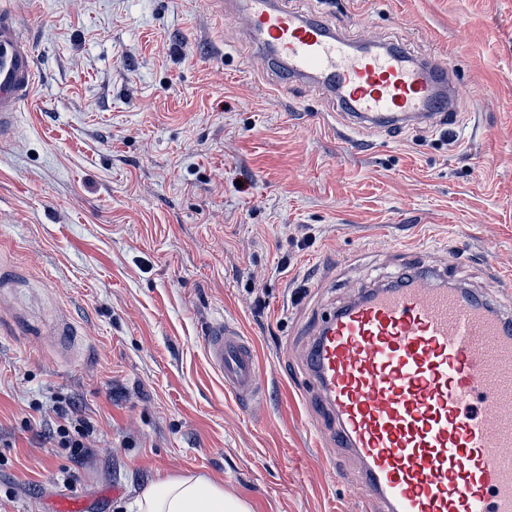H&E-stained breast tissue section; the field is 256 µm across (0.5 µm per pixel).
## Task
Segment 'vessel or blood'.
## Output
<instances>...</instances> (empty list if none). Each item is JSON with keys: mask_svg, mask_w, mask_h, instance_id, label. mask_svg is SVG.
Here are the masks:
<instances>
[{"mask_svg": "<svg viewBox=\"0 0 512 512\" xmlns=\"http://www.w3.org/2000/svg\"><path fill=\"white\" fill-rule=\"evenodd\" d=\"M263 70L328 92L353 129L454 125L460 88L449 63L344 35L285 0H239ZM35 50L0 9V139L36 86ZM413 267L315 325L303 359L311 407L360 460L366 512H512V309ZM208 365L240 401L261 407L256 346L231 321L203 334Z\"/></svg>", "mask_w": 512, "mask_h": 512, "instance_id": "obj_1", "label": "vessel or blood"}]
</instances>
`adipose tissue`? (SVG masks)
<instances>
[{
    "mask_svg": "<svg viewBox=\"0 0 512 512\" xmlns=\"http://www.w3.org/2000/svg\"><path fill=\"white\" fill-rule=\"evenodd\" d=\"M130 512H251L242 499L203 475L164 478L147 485Z\"/></svg>",
    "mask_w": 512,
    "mask_h": 512,
    "instance_id": "1",
    "label": "adipose tissue"
}]
</instances>
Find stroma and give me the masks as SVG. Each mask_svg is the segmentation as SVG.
<instances>
[{
	"mask_svg": "<svg viewBox=\"0 0 512 512\" xmlns=\"http://www.w3.org/2000/svg\"><path fill=\"white\" fill-rule=\"evenodd\" d=\"M287 6L447 59L456 124L347 130L317 86L247 66L212 0H0L38 72L0 140V512H127L200 474L252 512H357L356 459L306 411L304 325L410 254L483 298L512 282V0ZM223 318L257 346L259 410L207 365ZM58 400L94 427L80 456Z\"/></svg>",
	"mask_w": 512,
	"mask_h": 512,
	"instance_id": "stroma-1",
	"label": "stroma"
}]
</instances>
